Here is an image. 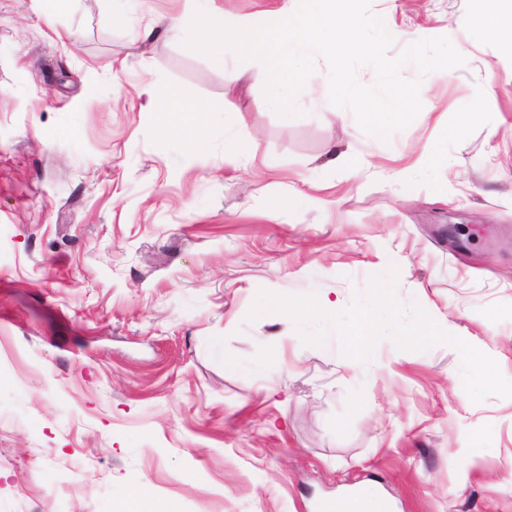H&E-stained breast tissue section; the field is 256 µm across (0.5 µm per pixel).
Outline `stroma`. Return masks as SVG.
<instances>
[{"label": "stroma", "instance_id": "1", "mask_svg": "<svg viewBox=\"0 0 512 512\" xmlns=\"http://www.w3.org/2000/svg\"><path fill=\"white\" fill-rule=\"evenodd\" d=\"M482 0H371L390 55L448 37L388 141L334 115L328 65L300 116L266 73L165 28L189 0H0V512H322L373 490L387 512H512V398L468 397L456 349L346 366L259 292L322 288L338 309L398 270L401 303L490 351L512 379V51L466 20ZM243 69L224 93L227 67ZM203 105L207 149L162 136L146 88ZM253 160L224 153V128ZM446 160L411 195L391 167ZM350 154L351 165L336 160ZM280 160L268 171L262 158ZM449 224H482L455 248ZM265 362L263 372L255 364Z\"/></svg>", "mask_w": 512, "mask_h": 512}]
</instances>
